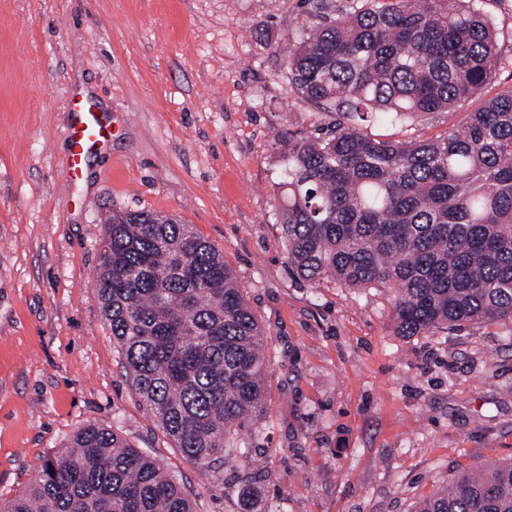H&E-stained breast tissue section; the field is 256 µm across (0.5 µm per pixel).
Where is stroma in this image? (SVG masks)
<instances>
[{
	"mask_svg": "<svg viewBox=\"0 0 512 512\" xmlns=\"http://www.w3.org/2000/svg\"><path fill=\"white\" fill-rule=\"evenodd\" d=\"M500 63L480 96L381 140L435 139L512 88V0H482ZM301 0H0V497L70 436L108 426L155 457L196 512H410L457 475L512 460V324L397 335L393 295L313 286L275 218L279 132L335 113L295 93L277 44ZM87 91L112 139L68 187L71 102ZM155 211L220 247L268 336V413L249 459L204 471L127 380L94 288L103 222Z\"/></svg>",
	"mask_w": 512,
	"mask_h": 512,
	"instance_id": "1",
	"label": "stroma"
}]
</instances>
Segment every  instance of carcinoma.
<instances>
[{
    "instance_id": "cac0c4a2",
    "label": "carcinoma",
    "mask_w": 512,
    "mask_h": 512,
    "mask_svg": "<svg viewBox=\"0 0 512 512\" xmlns=\"http://www.w3.org/2000/svg\"><path fill=\"white\" fill-rule=\"evenodd\" d=\"M477 0H352L288 42L289 82L348 120L283 135L276 192L288 264L302 281L393 293L400 336L512 322V89L435 140L386 141L374 116L446 112L489 85L496 30ZM131 386L204 470L247 457L267 413V336L222 251L153 212L104 221L94 283ZM0 512H195L159 463L107 426L46 459ZM412 512H512V462L461 475Z\"/></svg>"
}]
</instances>
